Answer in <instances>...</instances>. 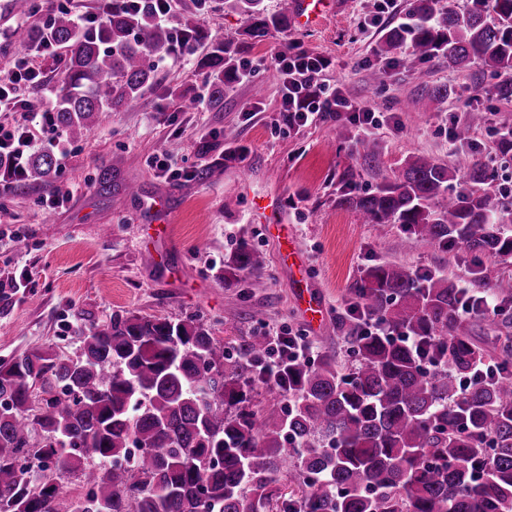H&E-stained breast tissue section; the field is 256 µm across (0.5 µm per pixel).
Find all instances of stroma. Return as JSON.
<instances>
[{
	"mask_svg": "<svg viewBox=\"0 0 512 512\" xmlns=\"http://www.w3.org/2000/svg\"><path fill=\"white\" fill-rule=\"evenodd\" d=\"M409 0H339L338 9L312 31L269 28L263 37L244 35L242 17L213 4L195 18L210 38L238 43L240 55L256 63L247 81L224 84V105L205 102L209 79L196 56L160 55L157 82L142 107L115 112L82 141L58 130L31 128L39 150L53 151L55 174L0 193V278L28 276L26 289L0 288V364L42 346L66 357L79 352V336L90 323L113 316L196 318L210 325L227 346L240 338L280 329L306 337L315 357L329 354L351 364L350 341L336 318L362 272L379 263L454 279L459 287L488 290L512 277V256H475L458 247L424 241L398 245L401 227L364 223L337 203L343 186L371 191L399 175L407 157L421 155L453 163L465 145L451 143L453 119L471 123L481 143L480 159L493 186L512 185V157L497 148L502 126L512 124V99L497 93L504 76L475 64L451 71L434 60L409 68L408 49L381 55L386 29L404 18ZM329 57L321 81L381 113L371 135L349 129L338 138L335 124L288 128L282 120L279 79L271 58L284 49ZM384 71L373 84L370 73ZM448 87L445 97L435 88ZM202 107L181 111L183 100ZM252 114H245L246 105ZM373 158H365L364 143ZM163 153L170 166L150 164ZM112 174L110 194L97 190L101 170ZM207 178H199V171ZM136 186L130 195L128 186ZM62 204L46 209L47 198ZM165 199L172 249L159 265L148 264L143 203ZM275 203L305 260L325 320L314 326L292 286L289 262L280 257L278 232L261 205ZM265 261L262 279L241 277L225 285L224 264L241 246ZM262 320H255V311Z\"/></svg>",
	"mask_w": 512,
	"mask_h": 512,
	"instance_id": "35a3bbf8",
	"label": "stroma"
}]
</instances>
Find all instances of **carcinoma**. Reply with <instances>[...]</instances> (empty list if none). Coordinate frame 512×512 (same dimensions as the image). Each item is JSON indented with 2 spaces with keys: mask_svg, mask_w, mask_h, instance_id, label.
I'll list each match as a JSON object with an SVG mask.
<instances>
[{
  "mask_svg": "<svg viewBox=\"0 0 512 512\" xmlns=\"http://www.w3.org/2000/svg\"><path fill=\"white\" fill-rule=\"evenodd\" d=\"M179 36L188 51L205 39L193 15L212 0H189ZM412 0L407 22L389 28L379 52L411 47L412 60L450 68L481 64L512 71V0H471L466 13ZM255 36L284 23L264 0H224ZM46 5L9 0L29 17ZM63 50L55 127L79 141L104 117L136 109L155 82L174 32L150 0H112L97 30L51 11ZM239 48L217 41L200 60L210 100L224 103V75ZM57 167L44 151L27 176ZM485 165L462 153L450 167L417 157L370 193L349 190L339 205L368 224H398L402 247L420 240L484 256H511L512 196L489 190ZM260 255L240 248L224 284L259 276ZM462 289L443 276L421 279L391 264L368 267L355 286L366 313L418 341L352 336L353 367L325 355L271 376L261 368L267 339L229 351L202 323L114 316L93 322L80 352L39 348L0 365V512H509L512 508V336L501 343L502 376L476 378L485 353L462 322ZM491 294L512 303V279ZM288 400L247 409L250 386ZM54 468L60 480L49 478ZM80 479L76 492L65 475Z\"/></svg>",
  "mask_w": 512,
  "mask_h": 512,
  "instance_id": "carcinoma-1",
  "label": "carcinoma"
}]
</instances>
